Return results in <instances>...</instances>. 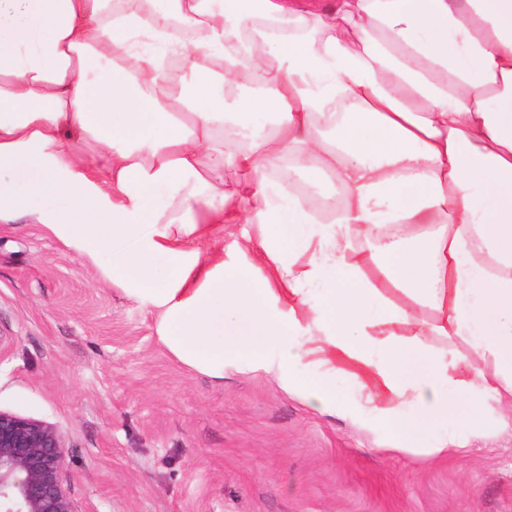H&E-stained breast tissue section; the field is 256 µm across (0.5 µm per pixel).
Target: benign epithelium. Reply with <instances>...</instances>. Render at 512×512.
<instances>
[{"mask_svg": "<svg viewBox=\"0 0 512 512\" xmlns=\"http://www.w3.org/2000/svg\"><path fill=\"white\" fill-rule=\"evenodd\" d=\"M54 424L0 411V512H76Z\"/></svg>", "mask_w": 512, "mask_h": 512, "instance_id": "7a95c632", "label": "benign epithelium"}]
</instances>
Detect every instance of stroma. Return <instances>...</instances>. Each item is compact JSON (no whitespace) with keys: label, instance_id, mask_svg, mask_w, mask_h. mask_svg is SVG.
<instances>
[{"label":"stroma","instance_id":"stroma-1","mask_svg":"<svg viewBox=\"0 0 512 512\" xmlns=\"http://www.w3.org/2000/svg\"><path fill=\"white\" fill-rule=\"evenodd\" d=\"M0 410L62 431L78 512H512V426L386 452L265 373L214 383L37 224L0 223Z\"/></svg>","mask_w":512,"mask_h":512}]
</instances>
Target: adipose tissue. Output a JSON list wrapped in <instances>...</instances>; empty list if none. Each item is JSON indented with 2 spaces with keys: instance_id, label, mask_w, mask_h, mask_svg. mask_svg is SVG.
<instances>
[{
  "instance_id": "1",
  "label": "adipose tissue",
  "mask_w": 512,
  "mask_h": 512,
  "mask_svg": "<svg viewBox=\"0 0 512 512\" xmlns=\"http://www.w3.org/2000/svg\"><path fill=\"white\" fill-rule=\"evenodd\" d=\"M21 222L190 371L270 373L392 451L462 447L512 420V0H0Z\"/></svg>"
}]
</instances>
